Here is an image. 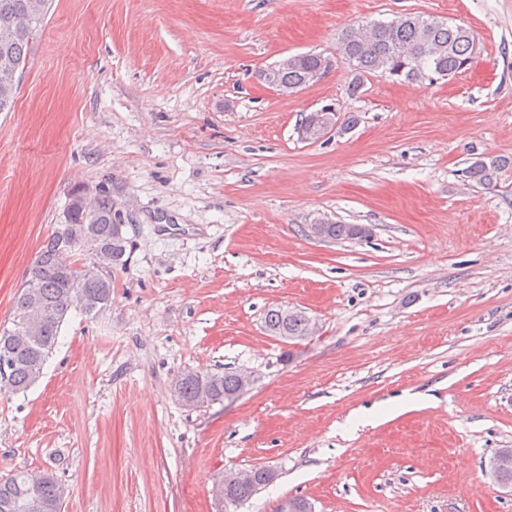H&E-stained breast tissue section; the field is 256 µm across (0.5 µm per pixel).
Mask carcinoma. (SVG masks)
Instances as JSON below:
<instances>
[{"label": "carcinoma", "instance_id": "carcinoma-1", "mask_svg": "<svg viewBox=\"0 0 512 512\" xmlns=\"http://www.w3.org/2000/svg\"><path fill=\"white\" fill-rule=\"evenodd\" d=\"M49 8V0H0V112L12 109L15 75L25 68L29 44L41 31ZM474 40L473 32L461 24L409 14L391 22H372L368 28L343 30L337 56L350 68L348 91L355 97L370 76L408 82L453 77L470 64ZM329 61L322 54L294 55L288 58V67L272 74L273 82L294 92L310 85L312 72L328 74ZM325 118L334 120L336 116L305 115L298 127L301 139L317 141V125ZM510 164L502 158L478 159L467 168L466 177L490 189ZM69 232L75 242L67 249L56 230L43 242L14 301L12 327L0 329V356L9 361L6 370H0V390L23 393L41 379L71 309L78 307L91 315L112 302V267L123 263L127 249V238L117 234L112 218V193L85 206L73 202ZM324 234L333 240L353 239L357 227L327 224ZM265 324L272 335L282 339L310 336L309 317L298 310L272 308ZM240 386L239 372L189 371L177 377L175 390L185 407L196 409L233 400ZM31 474L24 468L0 480V512H61L63 487L48 473L41 474L36 483ZM227 476L231 481L224 484V497L244 505L277 474L261 466ZM276 512H311V505L302 498H286Z\"/></svg>", "mask_w": 512, "mask_h": 512}]
</instances>
